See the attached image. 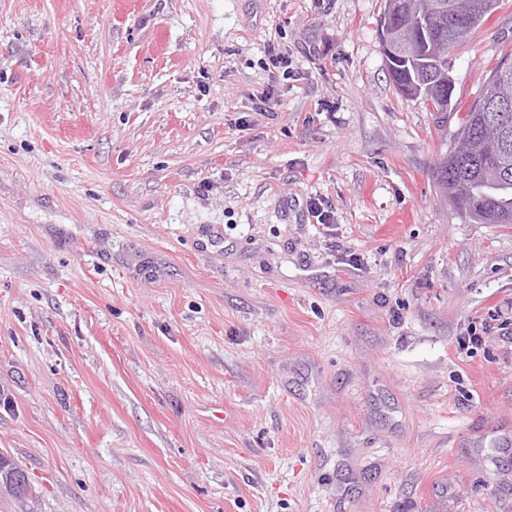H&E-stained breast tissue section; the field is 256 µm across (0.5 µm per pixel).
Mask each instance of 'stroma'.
Masks as SVG:
<instances>
[{"label":"stroma","mask_w":512,"mask_h":512,"mask_svg":"<svg viewBox=\"0 0 512 512\" xmlns=\"http://www.w3.org/2000/svg\"><path fill=\"white\" fill-rule=\"evenodd\" d=\"M384 4L0 0V512H512V226L433 177L512 0L447 113Z\"/></svg>","instance_id":"35a3bbf8"}]
</instances>
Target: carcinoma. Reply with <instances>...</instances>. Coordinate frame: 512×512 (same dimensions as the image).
<instances>
[{"mask_svg":"<svg viewBox=\"0 0 512 512\" xmlns=\"http://www.w3.org/2000/svg\"><path fill=\"white\" fill-rule=\"evenodd\" d=\"M497 0H399V13L408 21L420 17L423 34L414 35V46L398 52L387 69L397 85L410 83L416 61L422 57L448 55L463 42L490 12ZM512 131V63L500 62L489 73L481 94L473 102L456 139L482 140L490 135L487 121ZM512 169V142L497 158L488 151L458 158L448 151V164L435 171L440 189L459 197L454 206L464 220L496 224L502 212L512 211V173L502 178L495 160Z\"/></svg>","mask_w":512,"mask_h":512,"instance_id":"obj_1","label":"carcinoma"}]
</instances>
